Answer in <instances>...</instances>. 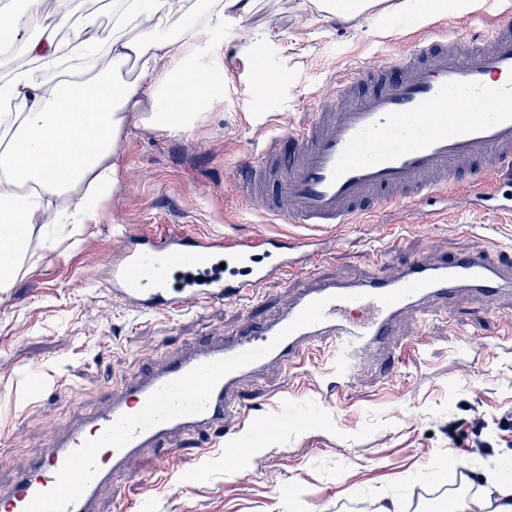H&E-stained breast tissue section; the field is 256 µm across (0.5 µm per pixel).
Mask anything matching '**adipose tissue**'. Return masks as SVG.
I'll return each mask as SVG.
<instances>
[{
	"label": "adipose tissue",
	"mask_w": 512,
	"mask_h": 512,
	"mask_svg": "<svg viewBox=\"0 0 512 512\" xmlns=\"http://www.w3.org/2000/svg\"><path fill=\"white\" fill-rule=\"evenodd\" d=\"M254 0H122L115 31L95 39L101 17L74 11L77 35L60 41L39 14L40 0H0V44L22 40L24 61L0 78V291L13 288L36 224L96 223L117 184L121 144L130 128L191 131L224 92V78L198 59ZM181 21L177 36L168 31ZM109 68L88 82L47 80V73ZM193 97L174 99L183 88Z\"/></svg>",
	"instance_id": "ef3b65f1"
}]
</instances>
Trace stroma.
Returning <instances> with one entry per match:
<instances>
[{"instance_id":"1","label":"stroma","mask_w":512,"mask_h":512,"mask_svg":"<svg viewBox=\"0 0 512 512\" xmlns=\"http://www.w3.org/2000/svg\"><path fill=\"white\" fill-rule=\"evenodd\" d=\"M392 12L349 20L322 18L310 0H257L244 20L224 25L208 54L224 67V96L202 122L178 136L130 130L122 168L98 223L51 240L33 237L14 288L0 293V495L28 462L44 454L125 384L204 338L238 331L247 316L281 311L294 282L275 276L254 305L233 299L189 312L142 314L104 289L123 234L160 227L207 235L248 234L258 214L224 191L238 161L280 126L331 104L340 73L379 68L418 36L443 28L468 35L472 13L434 14L398 25L407 0ZM262 52L279 87L258 98L252 62ZM428 227L403 234L395 251L377 249L378 227L348 224L334 260L317 276L367 280L380 263L450 258L484 242L490 255L512 246V215L484 214L477 201H429ZM512 293L494 308L466 298L419 320L404 316L395 357L378 353L355 380L337 387L333 349L323 347L296 369L274 367L240 385L242 418L221 437L181 439L175 455L142 449L135 472L101 489L99 512H360L381 494L397 495L404 512H426L428 488L414 476L460 455L468 479L447 487L460 497L474 480L512 460ZM47 391L32 399L34 382ZM289 414L274 440L253 444L248 477L224 460L229 440H247L244 420ZM191 477L187 491L181 478Z\"/></svg>"}]
</instances>
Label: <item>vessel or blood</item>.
<instances>
[{
	"mask_svg": "<svg viewBox=\"0 0 512 512\" xmlns=\"http://www.w3.org/2000/svg\"><path fill=\"white\" fill-rule=\"evenodd\" d=\"M333 94L335 111L307 110L267 136L233 177L242 206L312 234L278 238L263 224L245 236L135 234L122 242L110 282L113 298L139 312L250 301L275 275L306 277L312 287L276 320H246L237 334L124 387L28 464L0 512H96L100 489L135 470L141 449L223 431L244 378L272 364L297 367L328 343L344 386L367 353L393 349L401 315L466 294L492 304L512 290V260L491 259L482 244L357 285L315 278L343 225L401 211L404 229H417L429 221L422 206L430 200H495L512 183V21L466 38L449 30L418 39L384 67L338 75ZM280 426L255 418L250 442L272 440Z\"/></svg>",
	"mask_w": 512,
	"mask_h": 512,
	"instance_id": "1",
	"label": "vessel or blood"
}]
</instances>
